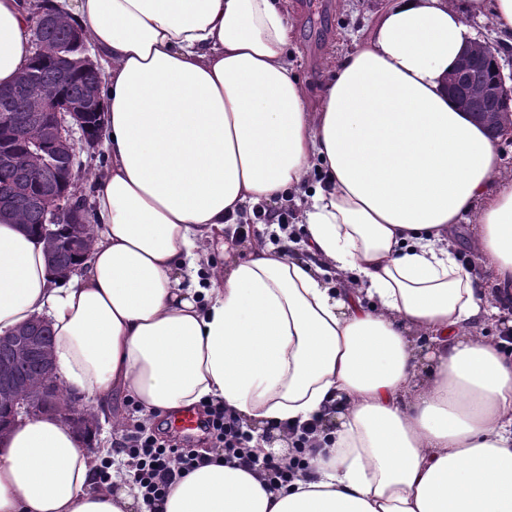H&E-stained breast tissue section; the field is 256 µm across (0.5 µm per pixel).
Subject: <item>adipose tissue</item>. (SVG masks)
Returning <instances> with one entry per match:
<instances>
[{"mask_svg":"<svg viewBox=\"0 0 512 512\" xmlns=\"http://www.w3.org/2000/svg\"><path fill=\"white\" fill-rule=\"evenodd\" d=\"M52 2L99 57L109 163L66 282L0 212V333L48 317L57 378L116 429V395L147 419L220 403L285 447L314 428L288 485L213 462L158 512H512V344L476 332L512 328V175L445 84L476 23L512 33V0H386L314 99L281 0ZM33 26L0 0V86ZM275 200L306 257L240 252L238 220ZM88 442L53 414L16 423L0 512H149Z\"/></svg>","mask_w":512,"mask_h":512,"instance_id":"obj_1","label":"adipose tissue"}]
</instances>
